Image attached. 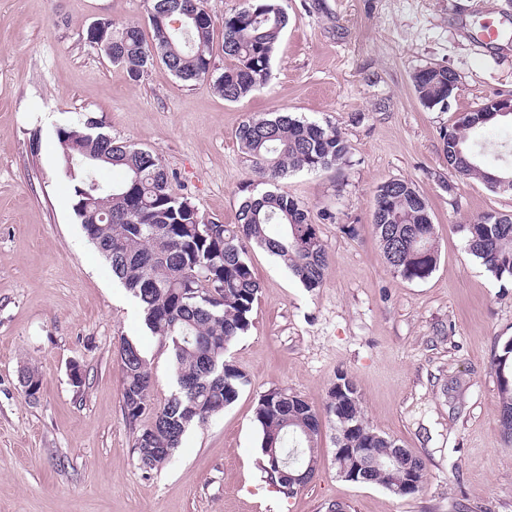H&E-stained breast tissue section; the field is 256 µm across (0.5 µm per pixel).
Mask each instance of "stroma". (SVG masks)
I'll use <instances>...</instances> for the list:
<instances>
[{
	"instance_id": "1",
	"label": "stroma",
	"mask_w": 512,
	"mask_h": 512,
	"mask_svg": "<svg viewBox=\"0 0 512 512\" xmlns=\"http://www.w3.org/2000/svg\"><path fill=\"white\" fill-rule=\"evenodd\" d=\"M284 5L290 22L268 82L228 102L211 81L183 82L160 63L131 80L88 44L87 27L102 18L149 30L146 0H0V512H326L332 501L348 512H512L494 367L512 338V281L487 272L456 230L487 212L512 214V193L461 179L439 138L458 113L512 95V0ZM491 24L493 48L479 40ZM433 66L458 77L444 107L424 106L413 86ZM281 111L338 127L348 163L260 182L235 130ZM87 117L115 140L157 150L173 191L205 218L236 223L243 200L270 188L294 198L329 254L311 291L249 245L262 289L251 328L224 354L249 383L149 472L123 418L120 339L146 352L154 403L176 383L74 215L55 132ZM390 179L412 181L429 204L439 258L426 279L394 274L373 234L374 194ZM25 365L40 374L34 401L19 382ZM341 371L369 425L425 461L419 493L340 477L328 420L307 486L285 499L263 481L258 398L278 388L321 414Z\"/></svg>"
}]
</instances>
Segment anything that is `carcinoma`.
Returning <instances> with one entry per match:
<instances>
[{"label": "carcinoma", "instance_id": "obj_1", "mask_svg": "<svg viewBox=\"0 0 512 512\" xmlns=\"http://www.w3.org/2000/svg\"><path fill=\"white\" fill-rule=\"evenodd\" d=\"M152 41L141 27L105 25L96 49L136 81L158 60L184 82L212 80L224 100L236 102L262 88L270 63L288 25L283 0H249L248 6L224 17V56L233 63L220 74L212 60L213 23L205 0H147ZM183 18L175 29L170 21ZM421 103L443 104L448 67L432 76H413ZM491 122L485 112H468L451 129L440 130L443 151L463 179L489 182L500 172L478 156L485 147L470 134ZM253 173L273 182L297 170L328 169L346 163L350 147L334 126L300 120L288 114L251 118L235 131ZM66 174L73 181L74 213L88 241L109 265L113 277L139 304L151 336L168 351L174 393L156 406L151 400L150 363L138 343L124 339L117 351L123 380V415L137 430L134 448L142 468L166 465L187 430L232 405L248 383L224 360V352L250 326L260 283L246 260L247 245L275 256L307 289L321 287L328 254L309 212L284 194L267 191L247 198L237 223H204L192 201L172 191L160 154L107 137L101 120L87 118L57 130ZM126 171L124 182L106 186L94 177L98 166ZM372 224L386 263L405 280H423L435 270L436 226L425 199L407 180L392 179L377 187ZM465 247L496 279L512 278V214L485 213L459 224ZM501 396L500 422L512 443V339L495 359ZM25 396L37 399L40 376L23 366ZM326 413L336 427V447L367 448L370 462L357 477L401 497L418 493L425 479L424 460L406 453L416 471L412 482L398 484L385 463L397 441L379 434L365 420L353 382L344 374L327 393ZM260 432L265 482L288 499L297 489L286 473L314 468L321 422L299 395L272 389L260 396L254 411Z\"/></svg>", "mask_w": 512, "mask_h": 512}]
</instances>
